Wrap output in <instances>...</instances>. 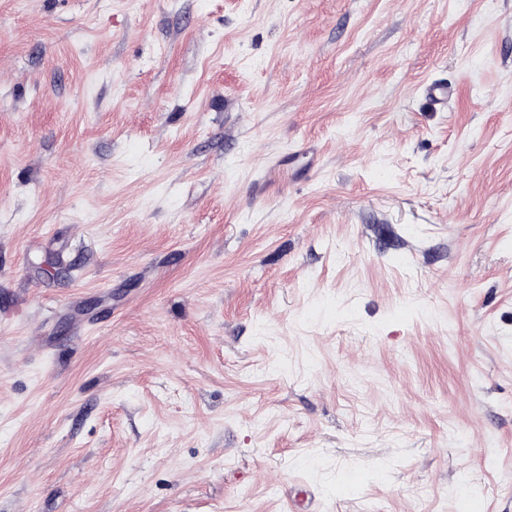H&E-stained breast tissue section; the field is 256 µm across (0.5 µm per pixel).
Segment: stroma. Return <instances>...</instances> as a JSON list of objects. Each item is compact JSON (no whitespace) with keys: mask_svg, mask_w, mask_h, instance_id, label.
I'll return each mask as SVG.
<instances>
[{"mask_svg":"<svg viewBox=\"0 0 512 512\" xmlns=\"http://www.w3.org/2000/svg\"><path fill=\"white\" fill-rule=\"evenodd\" d=\"M303 484L512 512V0H0V512Z\"/></svg>","mask_w":512,"mask_h":512,"instance_id":"35a3bbf8","label":"stroma"}]
</instances>
